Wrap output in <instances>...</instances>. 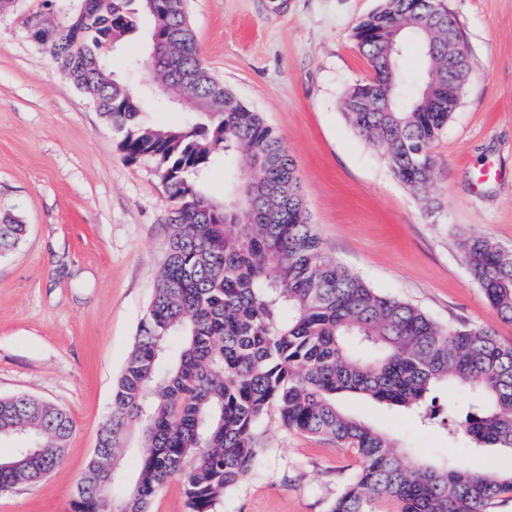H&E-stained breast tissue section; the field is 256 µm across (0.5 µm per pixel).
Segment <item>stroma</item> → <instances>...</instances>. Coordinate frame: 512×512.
Returning a JSON list of instances; mask_svg holds the SVG:
<instances>
[{
  "mask_svg": "<svg viewBox=\"0 0 512 512\" xmlns=\"http://www.w3.org/2000/svg\"><path fill=\"white\" fill-rule=\"evenodd\" d=\"M382 0H187L205 64L283 137L326 250L373 288L442 325L468 323L512 345L459 247L464 232L512 249V0H447L476 64L435 142L428 198L414 196L346 123L341 98L371 76L354 29ZM43 0L0 11V212L28 226L0 258V396L60 406L74 423L42 481L0 491V512H69L113 385L152 296L169 237L154 164L120 136L31 40ZM341 408L407 455L512 470V452L421 430L411 414L346 395ZM256 467L218 512H328L359 459L336 442L259 426Z\"/></svg>",
  "mask_w": 512,
  "mask_h": 512,
  "instance_id": "1",
  "label": "stroma"
}]
</instances>
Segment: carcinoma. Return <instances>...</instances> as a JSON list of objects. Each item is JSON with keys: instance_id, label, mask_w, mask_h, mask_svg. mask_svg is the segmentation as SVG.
I'll use <instances>...</instances> for the list:
<instances>
[{"instance_id": "obj_1", "label": "carcinoma", "mask_w": 512, "mask_h": 512, "mask_svg": "<svg viewBox=\"0 0 512 512\" xmlns=\"http://www.w3.org/2000/svg\"><path fill=\"white\" fill-rule=\"evenodd\" d=\"M28 17L33 40L113 129L132 160L149 159L166 186L170 229L154 294L141 319L99 432V446L71 512H103L130 425L140 430L137 479L114 512H150L155 493L180 481L188 512H216L224 493L253 470L258 429L273 414L286 430L354 449L360 465L329 512H492L512 499V472L489 475L442 460H412L382 431L345 413L357 395L457 431L475 448L512 451V346L484 329L444 326L413 304L382 294L330 256L311 223L301 179L283 137L245 106L203 61L186 0H45ZM143 32L129 69L149 66L153 90L136 91L112 70L125 36ZM372 78L344 92L352 129L377 148L401 183L428 196L433 143L448 127L471 77L448 59L462 40L446 0H384L353 34ZM427 64L417 85L401 68L408 49ZM458 96L448 99V86ZM189 101L176 125L143 119L152 96ZM229 168L224 208L202 183L218 161ZM26 225L0 213V257ZM485 299L512 321V257L490 238L460 242ZM466 386L473 411L448 419L436 393ZM74 424L60 407L0 398V439L41 445L25 470L0 460V489L40 481L57 467Z\"/></svg>"}]
</instances>
